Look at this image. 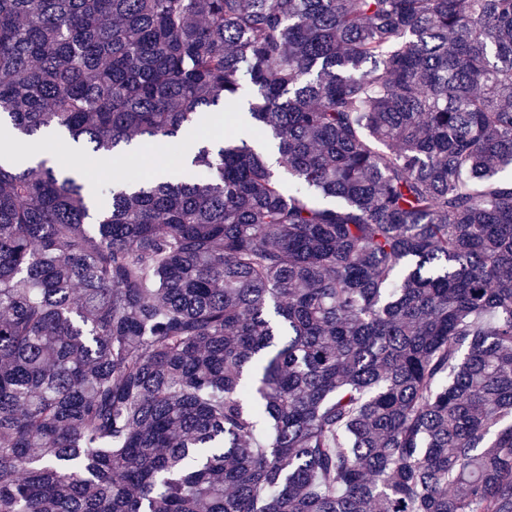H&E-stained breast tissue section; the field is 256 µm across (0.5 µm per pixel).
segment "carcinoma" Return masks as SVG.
Returning <instances> with one entry per match:
<instances>
[{"label":"carcinoma","instance_id":"carcinoma-1","mask_svg":"<svg viewBox=\"0 0 512 512\" xmlns=\"http://www.w3.org/2000/svg\"><path fill=\"white\" fill-rule=\"evenodd\" d=\"M0 512H512V0H0Z\"/></svg>","mask_w":512,"mask_h":512}]
</instances>
